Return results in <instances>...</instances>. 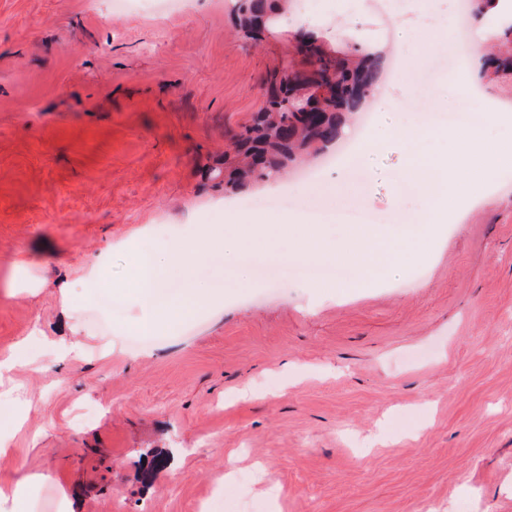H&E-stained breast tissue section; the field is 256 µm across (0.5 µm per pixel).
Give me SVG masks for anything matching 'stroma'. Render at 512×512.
I'll list each match as a JSON object with an SVG mask.
<instances>
[{
  "label": "stroma",
  "instance_id": "obj_1",
  "mask_svg": "<svg viewBox=\"0 0 512 512\" xmlns=\"http://www.w3.org/2000/svg\"><path fill=\"white\" fill-rule=\"evenodd\" d=\"M389 0H315L288 28L242 38L237 0H182L178 12L112 0H0V357L33 331L86 351L50 350L13 384L31 400L0 477L39 476L30 512H512V171L443 225L426 257L364 280L343 260L339 287L304 265L242 257L253 287L222 280V258L198 277L224 295L201 315L143 333L122 293L125 242L144 229L224 223V147L265 102L263 78L293 58L296 24L335 39L392 41ZM393 42V41H392ZM396 44V43H395ZM416 76L385 77L391 109L512 101V76L457 74L455 42L396 44ZM339 149L304 165L320 183L293 213L371 224L418 216L422 187L393 140L341 172ZM345 179L346 200L327 180ZM112 290L68 292L64 279L98 256ZM29 264L36 291L9 290ZM255 389L242 398L245 386ZM234 460L241 485L214 491Z\"/></svg>",
  "mask_w": 512,
  "mask_h": 512
}]
</instances>
